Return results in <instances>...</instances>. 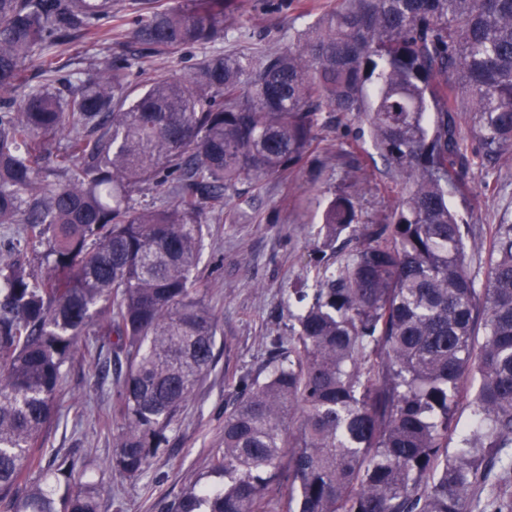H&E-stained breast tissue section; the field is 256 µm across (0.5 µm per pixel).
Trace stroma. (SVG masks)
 Listing matches in <instances>:
<instances>
[{
	"instance_id": "stroma-1",
	"label": "stroma",
	"mask_w": 512,
	"mask_h": 512,
	"mask_svg": "<svg viewBox=\"0 0 512 512\" xmlns=\"http://www.w3.org/2000/svg\"><path fill=\"white\" fill-rule=\"evenodd\" d=\"M268 0H241L234 20L221 37L186 48L141 72L143 48L124 38L111 51L76 39L62 53H48L52 65L74 73L76 64L109 54L132 61L129 81L144 77H179L214 53L253 57L283 49L315 22V15L295 7L271 9ZM351 117L328 115L322 142L301 164L260 185L243 184L223 207L206 211L197 273L209 283V303L217 316L216 362L172 424L169 442L157 451L137 480L110 470L113 452L111 419L114 380L99 381L97 362L109 358L110 345L97 336L81 337V346L65 365L56 399L57 417L45 434V455L77 452L88 463V476L101 485L99 512H156L160 499H173L190 483L208 481L209 450L224 433V409L245 374L267 373L275 338H288L292 324L290 288H315L316 273L337 266L341 253L324 245L322 210L335 193L357 192L356 230L383 222L399 188L383 163L372 162L369 141L356 139ZM476 178L495 181L497 191L472 203L453 199L466 219L496 224L512 218V162L478 167Z\"/></svg>"
}]
</instances>
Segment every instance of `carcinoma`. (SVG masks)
Listing matches in <instances>:
<instances>
[{
	"mask_svg": "<svg viewBox=\"0 0 512 512\" xmlns=\"http://www.w3.org/2000/svg\"><path fill=\"white\" fill-rule=\"evenodd\" d=\"M136 5L146 60L216 39L240 9ZM125 32L112 0H0V225H23L33 255L0 263L3 512H98L85 459L40 452L63 367L90 332L115 339L114 364L98 369L119 382L110 468L146 473L216 361V314L195 275L202 215L299 164L327 112L357 121L403 195L318 272L270 370L240 380L209 453L220 483L193 482L158 512H269L275 499L288 512H512V219L486 232L451 206L496 191L474 165L512 159V0H336L283 51L216 54L134 96L122 55L76 83L28 87L34 56L76 37L110 50ZM147 182L173 203L134 206ZM356 196L328 202L326 243L357 220ZM470 242L487 253L480 283ZM47 470L77 489L55 502L33 480Z\"/></svg>",
	"mask_w": 512,
	"mask_h": 512,
	"instance_id": "1",
	"label": "carcinoma"
}]
</instances>
